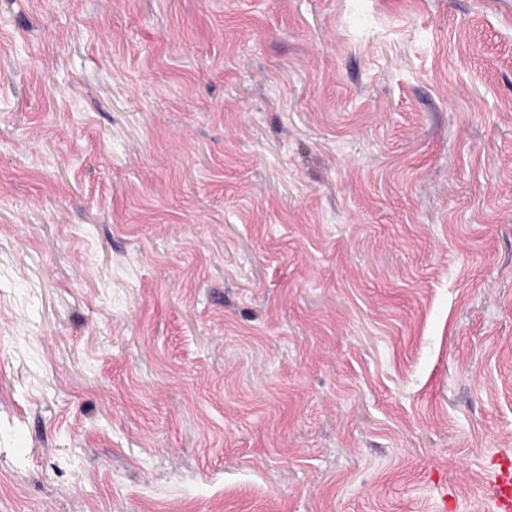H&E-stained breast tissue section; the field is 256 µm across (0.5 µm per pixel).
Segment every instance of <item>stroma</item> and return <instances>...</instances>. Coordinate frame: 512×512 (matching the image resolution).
Wrapping results in <instances>:
<instances>
[{"label":"stroma","mask_w":512,"mask_h":512,"mask_svg":"<svg viewBox=\"0 0 512 512\" xmlns=\"http://www.w3.org/2000/svg\"><path fill=\"white\" fill-rule=\"evenodd\" d=\"M512 0H0V512H493Z\"/></svg>","instance_id":"35a3bbf8"}]
</instances>
